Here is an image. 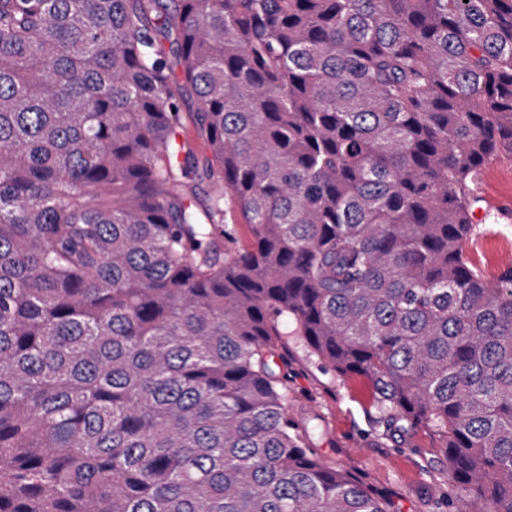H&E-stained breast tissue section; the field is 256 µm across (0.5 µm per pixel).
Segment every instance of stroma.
Returning a JSON list of instances; mask_svg holds the SVG:
<instances>
[{
  "label": "stroma",
  "instance_id": "35a3bbf8",
  "mask_svg": "<svg viewBox=\"0 0 512 512\" xmlns=\"http://www.w3.org/2000/svg\"><path fill=\"white\" fill-rule=\"evenodd\" d=\"M477 194L465 250L492 280L512 265V153L487 164ZM280 353L288 371V412L308 422L323 461L358 475L393 512H444L448 460L433 434L390 436L363 378L338 376L293 339Z\"/></svg>",
  "mask_w": 512,
  "mask_h": 512
}]
</instances>
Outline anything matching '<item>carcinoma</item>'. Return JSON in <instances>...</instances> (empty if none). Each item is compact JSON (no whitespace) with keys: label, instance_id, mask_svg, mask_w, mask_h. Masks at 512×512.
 I'll list each match as a JSON object with an SVG mask.
<instances>
[{"label":"carcinoma","instance_id":"carcinoma-1","mask_svg":"<svg viewBox=\"0 0 512 512\" xmlns=\"http://www.w3.org/2000/svg\"><path fill=\"white\" fill-rule=\"evenodd\" d=\"M502 151L512 0H0V512H389L290 336L439 439L448 512H512V267L465 253Z\"/></svg>","mask_w":512,"mask_h":512}]
</instances>
